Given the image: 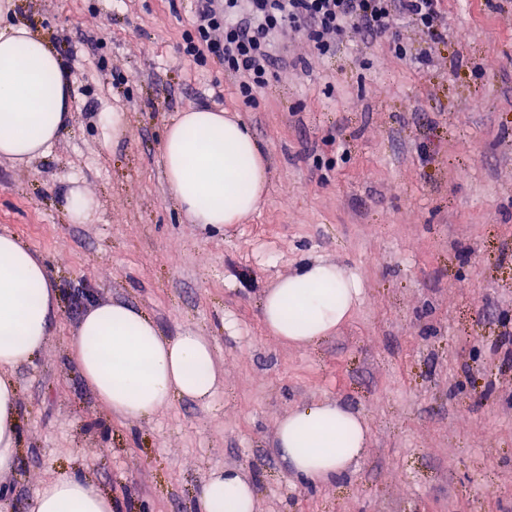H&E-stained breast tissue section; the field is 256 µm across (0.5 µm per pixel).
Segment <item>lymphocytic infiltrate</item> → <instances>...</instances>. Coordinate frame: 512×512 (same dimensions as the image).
<instances>
[{"mask_svg":"<svg viewBox=\"0 0 512 512\" xmlns=\"http://www.w3.org/2000/svg\"><path fill=\"white\" fill-rule=\"evenodd\" d=\"M439 0H195L193 33L183 51L193 60L224 61L244 98L265 89L281 57L276 36L302 33L321 53L333 52L336 37L354 28L366 36L386 34L407 19L436 31Z\"/></svg>","mask_w":512,"mask_h":512,"instance_id":"1","label":"lymphocytic infiltrate"}]
</instances>
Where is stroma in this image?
Instances as JSON below:
<instances>
[{
    "instance_id": "stroma-1",
    "label": "stroma",
    "mask_w": 512,
    "mask_h": 512,
    "mask_svg": "<svg viewBox=\"0 0 512 512\" xmlns=\"http://www.w3.org/2000/svg\"><path fill=\"white\" fill-rule=\"evenodd\" d=\"M13 4L72 88L57 143L0 161V232L44 260L59 296L43 353L14 372L22 448L0 482L17 512L64 472L119 512H193L229 469L257 512H512V0H441L438 33L405 19L326 55L289 33L250 102L221 59L184 54L191 0ZM191 106L238 117L266 153L268 193L245 223H190L168 190L163 133ZM73 186L97 201L81 224L65 211ZM315 260L356 274L361 302L320 343L284 346L260 301ZM112 300L163 335L211 340L224 382L208 402L112 419L69 357L87 306ZM325 399L363 414L370 438L314 487L276 429Z\"/></svg>"
}]
</instances>
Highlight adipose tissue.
<instances>
[{"instance_id":"ef3b65f1","label":"adipose tissue","mask_w":512,"mask_h":512,"mask_svg":"<svg viewBox=\"0 0 512 512\" xmlns=\"http://www.w3.org/2000/svg\"><path fill=\"white\" fill-rule=\"evenodd\" d=\"M71 107L57 53L23 24L0 25V159L25 164L46 154L66 128ZM161 161L171 195L194 224L242 223L267 190V159L247 127L207 108L186 109L167 126ZM362 294L357 275L313 261L265 292L262 322L280 343L304 348L332 335ZM56 305L42 258L16 235L0 233V476L15 472L21 445L14 371L44 350ZM71 351L85 383L118 420L151 418L175 397L205 402L221 381L207 337L189 330L163 335L152 318L121 301L91 304ZM369 433L359 412L323 401L282 418L276 440L292 473L320 486L346 473ZM117 510L112 496L75 474L43 482L33 508ZM196 510L256 512L255 492L237 472L216 473L203 485Z\"/></svg>"}]
</instances>
